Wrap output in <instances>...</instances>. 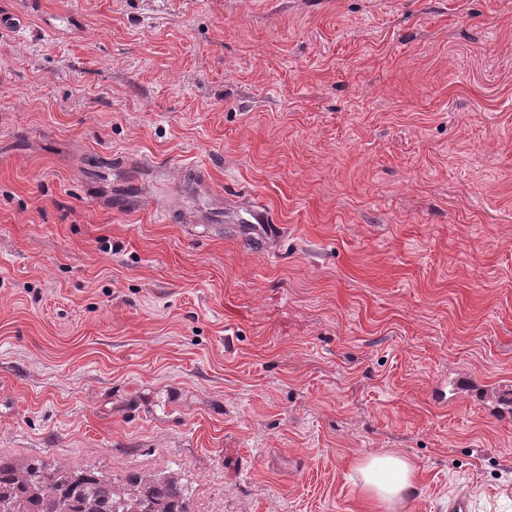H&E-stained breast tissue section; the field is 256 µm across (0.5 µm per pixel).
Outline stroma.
Instances as JSON below:
<instances>
[{
    "label": "stroma",
    "mask_w": 512,
    "mask_h": 512,
    "mask_svg": "<svg viewBox=\"0 0 512 512\" xmlns=\"http://www.w3.org/2000/svg\"><path fill=\"white\" fill-rule=\"evenodd\" d=\"M19 7L0 458L189 512H512V418L431 397L512 379V0ZM386 452L416 482L375 503ZM359 470L370 496L379 502L399 499L414 485V470L395 453L371 457Z\"/></svg>",
    "instance_id": "stroma-1"
}]
</instances>
